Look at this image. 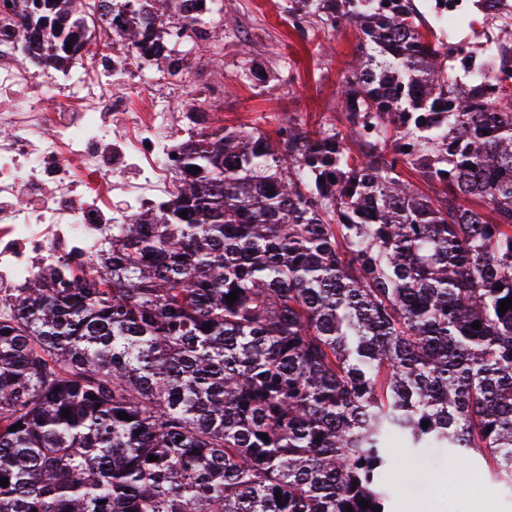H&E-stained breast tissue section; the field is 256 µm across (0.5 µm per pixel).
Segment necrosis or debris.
Masks as SVG:
<instances>
[{
    "mask_svg": "<svg viewBox=\"0 0 512 512\" xmlns=\"http://www.w3.org/2000/svg\"><path fill=\"white\" fill-rule=\"evenodd\" d=\"M20 41L12 10L0 4V88L25 89L23 97L0 105V126L10 131L0 142V196L12 198L0 205V309L12 307L15 288L33 274L87 258L111 240L120 221L108 212L118 167L100 160L102 141H116L119 155L140 164L139 181L122 187L128 206L169 193L180 174L172 114L144 105L153 96L150 81L118 104L105 99L90 111L84 101L99 88L101 70L78 58L62 81H43L16 64ZM49 98L56 99L55 110L42 111ZM48 184L62 189L52 205L32 208L18 195L21 186ZM80 193L91 205L78 203Z\"/></svg>",
    "mask_w": 512,
    "mask_h": 512,
    "instance_id": "obj_1",
    "label": "necrosis or debris"
}]
</instances>
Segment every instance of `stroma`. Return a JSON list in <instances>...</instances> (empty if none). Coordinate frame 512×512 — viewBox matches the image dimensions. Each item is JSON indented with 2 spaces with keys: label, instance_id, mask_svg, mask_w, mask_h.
<instances>
[{
  "label": "stroma",
  "instance_id": "obj_1",
  "mask_svg": "<svg viewBox=\"0 0 512 512\" xmlns=\"http://www.w3.org/2000/svg\"><path fill=\"white\" fill-rule=\"evenodd\" d=\"M287 0H224L220 41L182 44L185 56L178 75L168 62L144 64L122 42L103 29L92 31V47L122 57L126 80L104 81L112 98L134 89L144 75L154 77L157 94L186 137L188 113L201 115L203 125L247 126L275 134L288 118H299L310 130L347 123L336 110L344 74L354 55L356 30L345 26L323 31L307 22L292 23ZM395 512H512V490L491 479L465 494L447 488L448 451L428 448L418 453L397 449Z\"/></svg>",
  "mask_w": 512,
  "mask_h": 512
}]
</instances>
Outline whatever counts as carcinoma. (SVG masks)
<instances>
[{
	"mask_svg": "<svg viewBox=\"0 0 512 512\" xmlns=\"http://www.w3.org/2000/svg\"><path fill=\"white\" fill-rule=\"evenodd\" d=\"M15 6L36 64L60 67L89 24L130 13L131 52L172 75L171 30L209 13ZM287 12L356 28L336 102L348 133L293 117L276 142L192 131L169 200L113 227L82 273L63 263L15 289L0 512H393L396 447L446 448L463 468L479 455L512 489V307L498 313L512 298V91L492 101L478 72L459 74L411 0Z\"/></svg>",
	"mask_w": 512,
	"mask_h": 512,
	"instance_id": "obj_1",
	"label": "carcinoma"
}]
</instances>
